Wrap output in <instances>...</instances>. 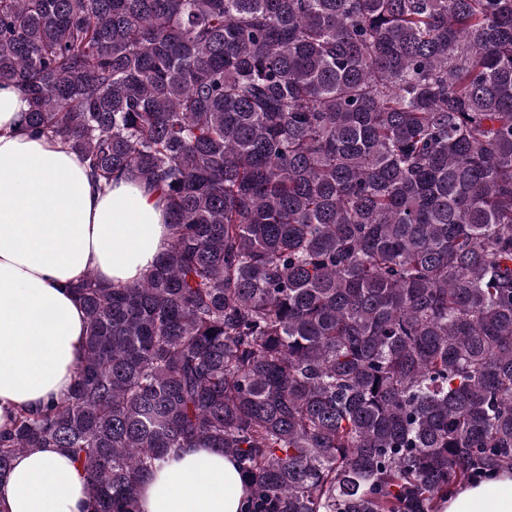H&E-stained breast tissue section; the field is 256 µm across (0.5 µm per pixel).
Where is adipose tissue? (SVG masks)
Instances as JSON below:
<instances>
[{
    "label": "adipose tissue",
    "mask_w": 512,
    "mask_h": 512,
    "mask_svg": "<svg viewBox=\"0 0 512 512\" xmlns=\"http://www.w3.org/2000/svg\"><path fill=\"white\" fill-rule=\"evenodd\" d=\"M27 103L0 83V431L22 408L65 397L82 357L88 273L138 282L168 246L159 190L128 176L94 186L81 158L20 131ZM248 490L232 457L189 448L140 486L141 512H240ZM86 480L65 452H23L0 479V512H86ZM442 512H512V475L463 487Z\"/></svg>",
    "instance_id": "obj_1"
}]
</instances>
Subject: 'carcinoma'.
Returning <instances> with one entry per match:
<instances>
[{"instance_id": "cac0c4a2", "label": "carcinoma", "mask_w": 512, "mask_h": 512, "mask_svg": "<svg viewBox=\"0 0 512 512\" xmlns=\"http://www.w3.org/2000/svg\"><path fill=\"white\" fill-rule=\"evenodd\" d=\"M3 81L170 240L73 287L74 386L0 476L63 448L88 512H139L211 448L244 512H440L512 471V0H0Z\"/></svg>"}]
</instances>
